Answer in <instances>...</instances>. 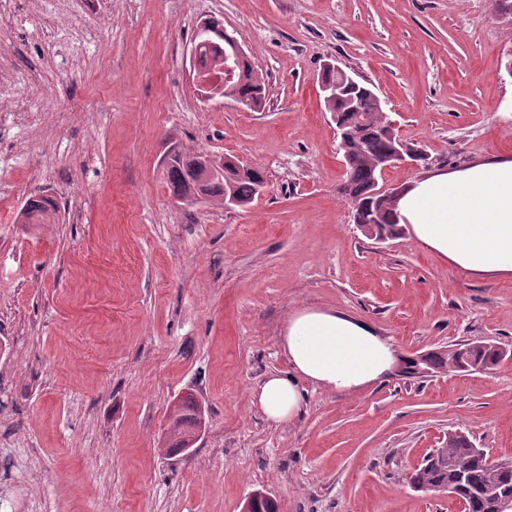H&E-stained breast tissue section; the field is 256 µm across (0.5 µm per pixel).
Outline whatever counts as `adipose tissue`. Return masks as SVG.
<instances>
[{
    "label": "adipose tissue",
    "instance_id": "obj_1",
    "mask_svg": "<svg viewBox=\"0 0 512 512\" xmlns=\"http://www.w3.org/2000/svg\"><path fill=\"white\" fill-rule=\"evenodd\" d=\"M414 239L471 278L512 277V158L492 155L468 166L437 169L408 181L397 202ZM290 368L269 374L253 399L272 423L295 418L302 382L347 393L393 371L397 351L366 320L305 308L280 339Z\"/></svg>",
    "mask_w": 512,
    "mask_h": 512
}]
</instances>
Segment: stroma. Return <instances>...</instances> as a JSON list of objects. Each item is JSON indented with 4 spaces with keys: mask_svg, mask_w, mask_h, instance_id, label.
I'll list each match as a JSON object with an SVG mask.
<instances>
[{
    "mask_svg": "<svg viewBox=\"0 0 512 512\" xmlns=\"http://www.w3.org/2000/svg\"><path fill=\"white\" fill-rule=\"evenodd\" d=\"M219 19L267 106L202 100L190 51ZM369 86L423 172L512 153V18L495 0H0V512H456L410 472L448 432L512 458V363L307 385L274 424L252 400L287 370L302 307L370 321L401 358L512 345V279L475 280L411 232L366 238L338 187L324 62ZM262 166L234 210L182 204L170 147ZM60 219L22 224L34 194ZM206 428L167 455L171 406Z\"/></svg>",
    "mask_w": 512,
    "mask_h": 512,
    "instance_id": "35a3bbf8",
    "label": "stroma"
}]
</instances>
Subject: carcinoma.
I'll use <instances>...</instances> for the list:
<instances>
[{"instance_id": "obj_1", "label": "carcinoma", "mask_w": 512, "mask_h": 512, "mask_svg": "<svg viewBox=\"0 0 512 512\" xmlns=\"http://www.w3.org/2000/svg\"><path fill=\"white\" fill-rule=\"evenodd\" d=\"M199 60L202 68L211 74L223 76L224 56L219 51L208 44L202 45ZM321 82L339 84L336 100L326 104L328 111L347 120L350 118L349 107L355 105L360 112L369 116L365 134L359 138L350 137L345 148L340 150L346 163L341 197L349 196L360 204L369 203L359 213L358 227L373 225L378 231L392 236L397 232V215L387 202L372 195L373 176L377 175L382 159L398 148L415 154L419 161L424 157L388 132L377 101L373 98V90L367 85L361 82L351 85L336 73L326 70L322 72ZM224 96L235 101L246 100L256 111L263 109V74L251 62H246L242 74L225 84ZM202 158V154L182 153L174 163L165 166L166 179L177 199L217 202L221 205L231 199L248 206L258 198V189L264 180L261 167L241 169L233 159L226 158L221 163L224 174L206 178L203 176L204 166L199 163ZM58 213V205L51 197L35 195L26 201L19 220L22 224H50L56 220ZM507 358L508 355L501 354L494 342L470 341L435 349L416 360L406 359L403 372L418 377H427L450 367L457 372H472L478 368L492 369ZM197 414L196 401L186 399L179 404L164 442L167 454L173 455L185 446L183 436L195 427ZM410 483L418 490L444 491L463 497L469 503L470 512H489L490 506L497 501L512 502V460L493 462L466 435L450 432L441 447L424 456L410 476Z\"/></svg>"}]
</instances>
